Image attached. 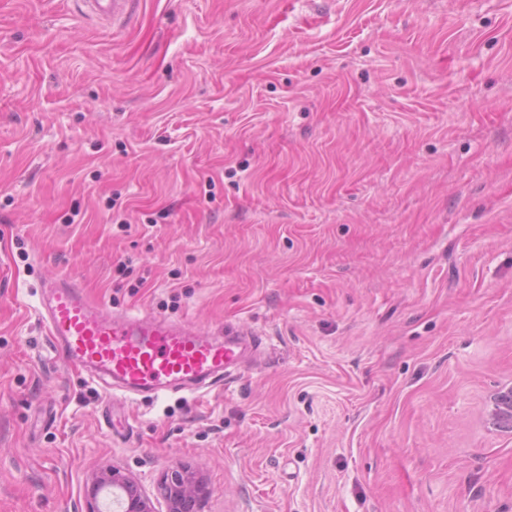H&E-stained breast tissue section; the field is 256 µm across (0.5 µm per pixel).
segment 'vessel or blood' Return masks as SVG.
Here are the masks:
<instances>
[{
  "mask_svg": "<svg viewBox=\"0 0 512 512\" xmlns=\"http://www.w3.org/2000/svg\"><path fill=\"white\" fill-rule=\"evenodd\" d=\"M134 3L74 0L78 13L108 27L126 22ZM40 315L57 358L124 399L213 387L256 343L244 330L206 333L161 315L108 312L65 278L45 285Z\"/></svg>",
  "mask_w": 512,
  "mask_h": 512,
  "instance_id": "b4317fda",
  "label": "vessel or blood"
}]
</instances>
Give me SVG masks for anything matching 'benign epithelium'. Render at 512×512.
<instances>
[{
    "label": "benign epithelium",
    "mask_w": 512,
    "mask_h": 512,
    "mask_svg": "<svg viewBox=\"0 0 512 512\" xmlns=\"http://www.w3.org/2000/svg\"><path fill=\"white\" fill-rule=\"evenodd\" d=\"M489 424L497 431H512V385L502 386L490 397L487 411ZM160 495L166 512H201L210 490L195 473L177 466L169 469L160 481ZM111 492L119 496L121 512H157L151 497L135 477L116 467L92 471L84 484L85 512H103L101 502Z\"/></svg>",
    "instance_id": "7a95c632"
}]
</instances>
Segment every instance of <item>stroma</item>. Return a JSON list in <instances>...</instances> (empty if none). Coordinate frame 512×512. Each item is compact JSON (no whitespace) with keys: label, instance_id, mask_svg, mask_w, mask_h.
<instances>
[{"label":"stroma","instance_id":"1","mask_svg":"<svg viewBox=\"0 0 512 512\" xmlns=\"http://www.w3.org/2000/svg\"><path fill=\"white\" fill-rule=\"evenodd\" d=\"M213 332L224 385L112 404L39 289ZM512 0H0V512L92 470L202 512H512ZM136 0H74L78 13L111 27L130 18ZM487 417L489 424L497 431H512V385L502 386L490 397ZM160 495L166 512H200L210 490L195 473L177 466L160 481Z\"/></svg>","mask_w":512,"mask_h":512}]
</instances>
